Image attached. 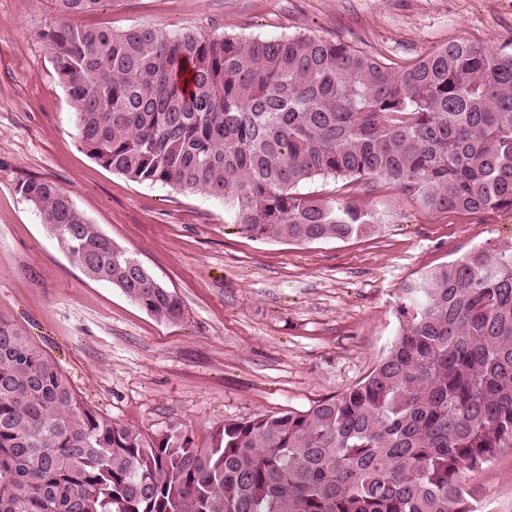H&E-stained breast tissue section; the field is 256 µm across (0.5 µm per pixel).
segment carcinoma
<instances>
[{
  "instance_id": "1",
  "label": "carcinoma",
  "mask_w": 512,
  "mask_h": 512,
  "mask_svg": "<svg viewBox=\"0 0 512 512\" xmlns=\"http://www.w3.org/2000/svg\"><path fill=\"white\" fill-rule=\"evenodd\" d=\"M59 16L106 0H51ZM82 148L139 184L224 200L250 235H369L377 213L300 192L380 183L433 212L512 211V52L454 41L402 64L318 35L273 40L54 21L38 32ZM19 192L66 256L163 322L181 301L58 186ZM361 381L305 412L226 421L207 447L94 410L0 319V512H476L471 475L512 448V244L403 284ZM345 181L329 179H317L307 183L301 188L302 193H311L314 196L322 198H332L343 194L348 190L344 186Z\"/></svg>"
}]
</instances>
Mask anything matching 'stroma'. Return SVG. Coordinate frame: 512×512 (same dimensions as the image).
I'll return each instance as SVG.
<instances>
[{"mask_svg":"<svg viewBox=\"0 0 512 512\" xmlns=\"http://www.w3.org/2000/svg\"><path fill=\"white\" fill-rule=\"evenodd\" d=\"M50 0H0V318L48 358L90 406L152 433L189 426L198 447L213 426L308 410L366 376L397 330L402 285L496 238L512 213H433L376 183L318 179L304 192L349 194L376 210L378 233L306 244L257 239L224 202L137 184L82 150L65 88L38 37ZM74 27L155 25L274 39L316 34L385 63L451 41L512 42V0H108ZM37 179L76 208L181 300L161 322L58 248L19 185ZM481 503L512 501V448L475 474Z\"/></svg>","mask_w":512,"mask_h":512,"instance_id":"1","label":"stroma"}]
</instances>
